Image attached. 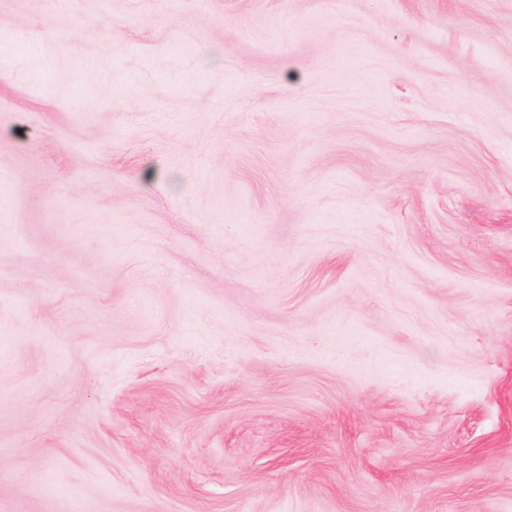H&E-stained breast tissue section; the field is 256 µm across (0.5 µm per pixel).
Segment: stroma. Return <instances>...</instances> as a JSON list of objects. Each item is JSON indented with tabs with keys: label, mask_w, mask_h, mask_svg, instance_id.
I'll use <instances>...</instances> for the list:
<instances>
[{
	"label": "stroma",
	"mask_w": 512,
	"mask_h": 512,
	"mask_svg": "<svg viewBox=\"0 0 512 512\" xmlns=\"http://www.w3.org/2000/svg\"><path fill=\"white\" fill-rule=\"evenodd\" d=\"M0 512H512V0H0Z\"/></svg>",
	"instance_id": "1"
}]
</instances>
